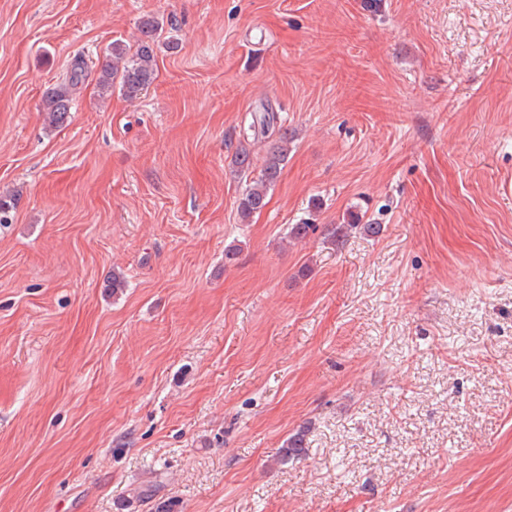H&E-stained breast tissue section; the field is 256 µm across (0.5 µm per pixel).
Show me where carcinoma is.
<instances>
[{
  "instance_id": "1",
  "label": "carcinoma",
  "mask_w": 512,
  "mask_h": 512,
  "mask_svg": "<svg viewBox=\"0 0 512 512\" xmlns=\"http://www.w3.org/2000/svg\"><path fill=\"white\" fill-rule=\"evenodd\" d=\"M140 34L134 48L120 40L110 45L97 76V86L101 93L112 92V86L116 83L125 97L133 99L156 80L155 46L163 34V23L154 16H146L140 22ZM86 70L84 59L79 57L71 63L65 79L48 88L42 101V111L47 113L50 122L62 125L67 121L72 112V90L82 82ZM289 144L286 132L269 142L261 178L252 182L240 198L239 213L242 220H249L267 205L268 189L277 181L288 158ZM305 433L306 430L302 428L287 438L283 460L295 459L304 453Z\"/></svg>"
}]
</instances>
